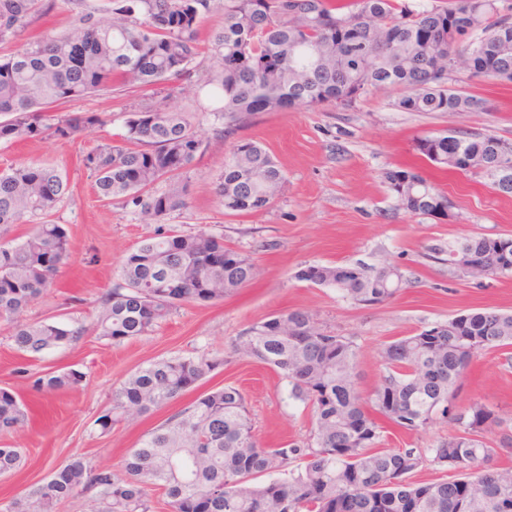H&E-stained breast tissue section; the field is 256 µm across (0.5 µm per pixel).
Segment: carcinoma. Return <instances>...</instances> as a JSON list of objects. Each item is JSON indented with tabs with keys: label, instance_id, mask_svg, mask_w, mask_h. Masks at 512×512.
<instances>
[{
	"label": "carcinoma",
	"instance_id": "1",
	"mask_svg": "<svg viewBox=\"0 0 512 512\" xmlns=\"http://www.w3.org/2000/svg\"><path fill=\"white\" fill-rule=\"evenodd\" d=\"M457 0L412 10L397 0H110V22L79 17L66 33L26 42L0 56V142L45 136L75 140L104 120L96 112L58 113V105L122 87H156L206 68L197 92L207 111L224 113L230 133L256 112L336 103L349 107L381 87L404 94L395 106L406 112H484L485 99L448 89L435 73L467 54L476 76L512 83V54L498 51L503 27L498 0H477L476 26L457 16ZM54 0H0V41L31 19L47 14ZM224 27L202 51L199 25L215 8ZM501 138L483 133H439L417 139L416 151L433 166L463 172V159L488 156ZM203 140L184 112L139 109L128 113L119 139L86 153L82 165L97 197L138 208L158 220L186 205L187 184L158 193L154 186L186 172ZM492 189L512 196V175L490 171ZM383 182L398 208L413 216H444L448 196L416 167L388 168ZM285 183L279 164L260 144L237 141L224 162L215 194L229 214L266 208ZM68 189L57 168L34 162L0 170V227L33 223L20 241H0V320L13 323L11 345L28 358L68 345L89 332L112 343L144 336L186 301L215 303L257 276L253 259L224 246V238L196 232H157L121 264L123 283L101 297L90 324L71 329L57 321L20 322L18 317L51 287L71 258L65 228L50 220ZM469 250L491 277L512 275V242L495 245L473 235L448 248V266ZM312 284L336 289L357 304L376 305L405 284L392 265H321ZM512 347V314L467 311L386 344L385 375L370 400L358 392V347L319 331L312 315L295 309L274 315L238 337L235 351L278 370L292 393L311 407L313 443L265 448L254 437L246 402L232 386L198 396L143 436L123 461L124 476L73 458L43 482L10 502L11 512H55L82 495L99 512H153L150 490L164 491L170 512H503L512 505V470L494 469L498 449L478 435L500 417L473 403L453 412L457 382L475 354ZM224 360L206 354L149 363L112 391L111 406L94 421L102 434L120 418L162 408L194 389ZM78 369L37 376L32 386L50 394L74 389ZM461 428L429 449L432 462L454 478L412 485L406 476L424 461L414 448H383L385 425L403 432L427 428L436 414ZM29 421L27 406L0 388V432ZM26 451L0 446V477L25 465ZM282 468L288 476L255 485ZM476 477L491 497L463 496L462 480Z\"/></svg>",
	"mask_w": 512,
	"mask_h": 512
}]
</instances>
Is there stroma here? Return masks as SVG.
Instances as JSON below:
<instances>
[{
  "mask_svg": "<svg viewBox=\"0 0 512 512\" xmlns=\"http://www.w3.org/2000/svg\"><path fill=\"white\" fill-rule=\"evenodd\" d=\"M106 7L107 0H56L48 15L36 17L14 39L0 43V53L18 49L35 34L69 31L87 12L106 18ZM451 85L487 99L489 111L405 112L395 105L399 89L387 87L373 90L350 108L326 104L261 112L224 138L216 135L224 127L220 114L196 113L207 147L187 173V204L157 222L144 219L134 207L100 201L82 157L123 134L127 112L159 103L172 109L189 106L187 82H170L164 94L115 86L66 103L65 111L98 112L105 119L104 125L71 141L0 143V167L32 161L55 166L68 178V191L52 220L67 230L72 256L53 285L24 312V320L90 324L101 296L120 283L125 255L160 229H206L250 255L258 268L251 283L224 301L207 306L182 303L152 332L119 345L88 335L25 363L8 341L11 326L0 322V388L15 391L34 411L28 429L0 435V444L26 448L28 457L19 473L0 478V503L23 495L76 456L121 473L123 459L146 433L184 409L198 393L227 385L243 393L258 439L273 447L307 444L310 406L292 396L279 372L234 348L237 336L270 316L303 309L313 315L321 332L352 341L359 349L355 382L368 398L385 373L380 357L385 344L463 311L512 312V277L466 278L438 254L476 234L512 236V198L496 194L486 176L442 171L425 163L415 149L418 137L442 131L493 134L512 141V84L460 69ZM239 139L261 143L282 168L286 182L265 209L228 215L214 188ZM395 166L420 167L448 196L451 218L412 216L397 209L382 180L383 171ZM331 263L390 264L401 270L406 282L390 300L360 305L336 289L295 277L306 266ZM201 353L223 358L224 365L198 390L153 413L121 420L111 434L96 431L94 421L108 406L113 387L130 374L155 360ZM21 364L29 374L76 368L86 379L78 389L44 397L31 390L27 376L17 374ZM476 402L500 414L501 424L488 426L483 439L499 448L496 464L512 467V448L501 445L504 437H512V347L474 356L455 406L463 410ZM457 430L449 418L439 416L418 432L389 429L384 445L431 448Z\"/></svg>",
  "mask_w": 512,
  "mask_h": 512,
  "instance_id": "stroma-1",
  "label": "stroma"
}]
</instances>
